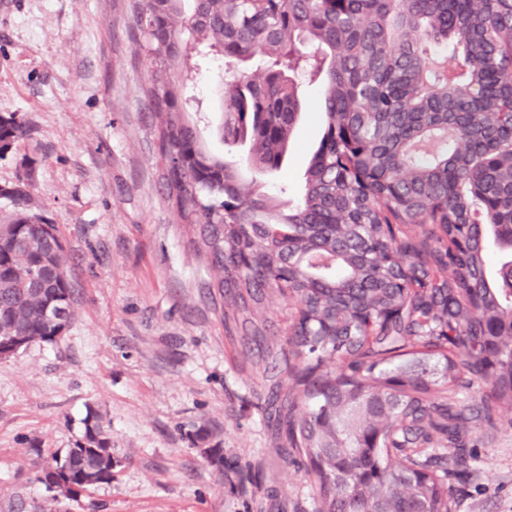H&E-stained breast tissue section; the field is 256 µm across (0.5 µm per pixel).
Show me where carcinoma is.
Masks as SVG:
<instances>
[{
  "mask_svg": "<svg viewBox=\"0 0 512 512\" xmlns=\"http://www.w3.org/2000/svg\"><path fill=\"white\" fill-rule=\"evenodd\" d=\"M148 0L135 16L151 59L160 181L189 243L220 272L228 311L262 332L266 292L295 305L267 346L285 459L305 465L315 512H451L468 424L512 405V0ZM455 59L440 68L436 49ZM260 84H226L228 146L281 169L302 104L290 72L324 87L323 132L301 196L241 199L232 161L187 118L194 63L217 58ZM25 133L0 116V152ZM505 253L496 272L489 243ZM70 258L42 213L0 224V342H51L50 302L73 310ZM494 383L464 406V375ZM451 448L450 455L435 447ZM69 497L112 480L96 415L51 472ZM58 495V496H60ZM58 496L41 512H58Z\"/></svg>",
  "mask_w": 512,
  "mask_h": 512,
  "instance_id": "cac0c4a2",
  "label": "carcinoma"
}]
</instances>
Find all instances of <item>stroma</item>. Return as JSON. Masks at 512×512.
Segmentation results:
<instances>
[{"label":"stroma","instance_id":"stroma-1","mask_svg":"<svg viewBox=\"0 0 512 512\" xmlns=\"http://www.w3.org/2000/svg\"><path fill=\"white\" fill-rule=\"evenodd\" d=\"M134 0H0V116L27 133L0 157V188L22 186L71 256L75 314L54 343L0 358V512H39V477L97 413L112 438V480L80 492L69 512H314L303 466L274 434L268 344H283L294 305L265 301L264 335L225 321L159 178L150 60L132 31ZM228 75L202 64L193 89L207 148L234 160L247 187L288 185L322 134L320 84L281 170L261 177L246 147L214 134ZM468 439V482L452 512H512V407Z\"/></svg>","mask_w":512,"mask_h":512}]
</instances>
